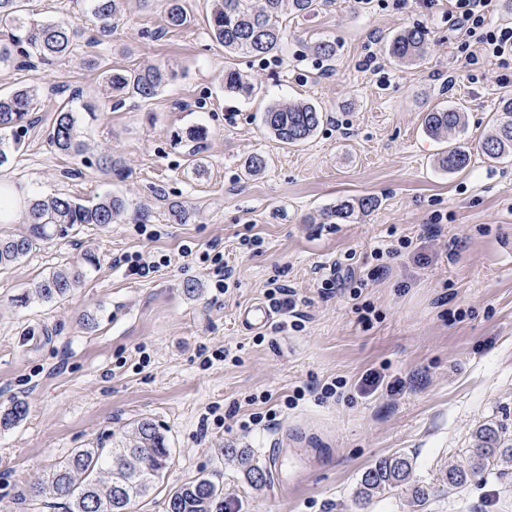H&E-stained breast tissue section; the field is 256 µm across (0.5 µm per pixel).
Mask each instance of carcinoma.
<instances>
[{
  "mask_svg": "<svg viewBox=\"0 0 512 512\" xmlns=\"http://www.w3.org/2000/svg\"><path fill=\"white\" fill-rule=\"evenodd\" d=\"M23 0H0V28L8 41L0 44V63L7 64L12 49L20 48L45 65L69 57L78 32L65 19L34 23L23 15ZM85 8L98 24V33L106 37L122 16L125 0H85ZM316 0H211L207 28L210 38L224 47V53L240 56L272 55L279 51L283 29L282 17L292 13L308 15L316 11ZM165 26L177 29L188 23L185 0H165ZM426 30L413 27L396 32L388 40V52L397 62L413 63L427 49ZM172 74L162 64L127 70L112 66L106 70L104 82L115 96L142 100L155 97L167 85ZM254 86L238 70L224 71V92L250 95ZM39 86L33 82L9 95H0V168L8 165L19 151L31 124L28 116L36 111ZM264 122L284 144L297 145L309 140L323 122V112L315 105L302 102L276 103L268 107ZM80 117L64 105L56 110L51 129V142L62 153L81 155L86 143L80 135ZM464 127L462 113L454 108H438L425 113L423 129L427 136L439 139ZM482 151L493 160H512V98L499 102L492 133L483 141ZM470 163L469 152L453 147L441 156L439 165L458 172ZM376 206L372 197L342 201L330 217L346 221L355 213H365ZM126 211L124 199L105 194L85 204L67 195L30 200L27 227L20 234L0 233V268L10 266L38 243L64 235L82 224L106 226L117 221ZM86 270L80 265H63L34 281L31 295L49 302L60 301L80 287ZM29 295V296H31ZM29 296H24L25 302ZM28 405L18 399L0 414V428L9 429L27 417ZM224 455L236 459L244 477L258 486L266 482V472L253 462L245 449L224 448ZM170 460L165 435L148 419L134 423L129 435L113 448H78L70 457L50 470L47 479L33 485L30 494L49 493L60 501L64 512H128L131 502L145 498L154 490L156 480L167 469ZM414 459L395 453L378 460L361 476L355 491V503L364 507L374 497L403 487L414 503L425 505L437 489L413 480ZM512 471V442L502 439L499 430L489 424L474 434L472 448L461 464H451L442 484L448 491L461 489L483 480L491 473ZM167 512H224L223 489L219 474H202L168 494Z\"/></svg>",
  "mask_w": 512,
  "mask_h": 512,
  "instance_id": "carcinoma-1",
  "label": "carcinoma"
}]
</instances>
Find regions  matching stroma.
<instances>
[{"mask_svg": "<svg viewBox=\"0 0 512 512\" xmlns=\"http://www.w3.org/2000/svg\"><path fill=\"white\" fill-rule=\"evenodd\" d=\"M189 25L166 28L163 0H128L111 36L81 0H25L40 22L70 18L78 46L53 66L21 61L0 66V94L38 83L26 141L0 181L25 201L68 194L84 200L121 196L128 211L148 209L147 224L127 218L100 228L79 226L0 269V412L28 404L25 420L0 429V512H57L28 487L74 449L114 446L133 421L151 419L166 435L171 460L153 493L129 512H166L171 489L220 472L236 512H411L409 496L390 491L366 507L356 486L378 459L413 456L414 477L430 482L464 460L482 424L512 438V161L480 150L502 98L512 97L497 63L466 65L448 43V0H321L315 15H289L278 53L227 57L207 33L209 0H187ZM419 26L428 50L413 64L390 58L389 36ZM320 40L336 54L312 51ZM377 56L383 69L367 64ZM165 61L174 76L151 100L114 105L102 84L113 65ZM255 86L247 98L224 93V69ZM305 101L325 118L305 144L280 143L263 123L268 105ZM81 113L88 150L61 154L49 141L54 111ZM466 115L464 132L435 141L423 130L433 108ZM207 137L189 141L187 128ZM464 146L469 165L449 173L438 153ZM121 172L96 166L101 152ZM266 160L248 175L245 160ZM372 197L373 211L336 224L340 201ZM184 209L174 217L173 205ZM263 243L251 250L243 238ZM409 240L398 256L377 247ZM191 246L193 256L182 254ZM217 249L234 271L226 293L215 290L203 252ZM94 255L97 267L61 301L16 298L55 267ZM155 263L131 273L119 257ZM354 270L357 293L323 294L332 264ZM295 292L301 328L283 316L261 335L243 330L241 308L265 299L268 283ZM195 284L187 292L186 284ZM377 312L357 320L356 305ZM230 350L229 360L218 359ZM402 382L398 393L355 390L368 371ZM346 380L340 399L319 400L313 387ZM307 394L285 406L295 388ZM268 404H249V396ZM271 425L242 428L262 407ZM245 448L270 470L269 449L282 448L295 484L274 478L255 487L224 448ZM423 512H512V475L491 476L441 492Z\"/></svg>", "mask_w": 512, "mask_h": 512, "instance_id": "1", "label": "stroma"}]
</instances>
